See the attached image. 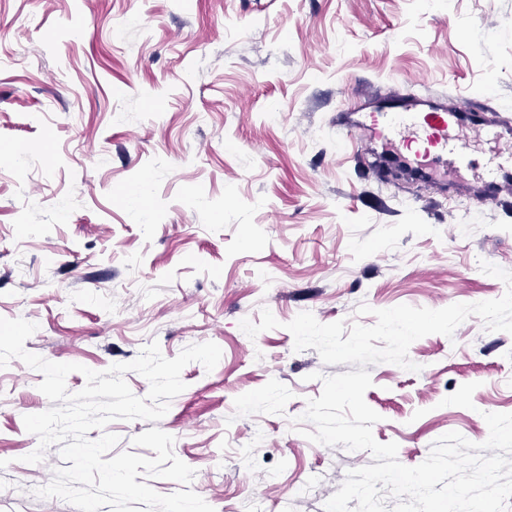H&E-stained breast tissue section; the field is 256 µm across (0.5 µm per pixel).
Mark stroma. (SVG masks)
<instances>
[{
	"label": "stroma",
	"mask_w": 512,
	"mask_h": 512,
	"mask_svg": "<svg viewBox=\"0 0 512 512\" xmlns=\"http://www.w3.org/2000/svg\"><path fill=\"white\" fill-rule=\"evenodd\" d=\"M461 98L512 119V0H0V317L37 330L27 351L95 371L158 342H214L181 373L166 415L112 422L116 452L158 427L215 512H324L365 450L293 431L319 397L315 349L287 322L373 325L374 310L500 298L481 262L512 271V202L378 182L371 150L333 120L360 92ZM275 119H268V112ZM368 314H357L359 304ZM279 328L249 338L242 319ZM419 372L369 368L372 432L407 466L484 413H512V334L470 317L409 348ZM40 371L0 369V512H77L32 495L61 467L23 417L50 408ZM309 484L306 498L294 487Z\"/></svg>",
	"instance_id": "1"
}]
</instances>
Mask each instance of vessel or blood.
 I'll use <instances>...</instances> for the list:
<instances>
[{
    "label": "vessel or blood",
    "instance_id": "vessel-or-blood-1",
    "mask_svg": "<svg viewBox=\"0 0 512 512\" xmlns=\"http://www.w3.org/2000/svg\"><path fill=\"white\" fill-rule=\"evenodd\" d=\"M336 128L349 141L378 139L396 147L394 165L418 174L431 187L440 186L449 170L473 168L470 138L491 130L503 148L484 164L476 190L487 204L512 194V122L496 110L397 91L377 99L363 119L337 113Z\"/></svg>",
    "mask_w": 512,
    "mask_h": 512
}]
</instances>
